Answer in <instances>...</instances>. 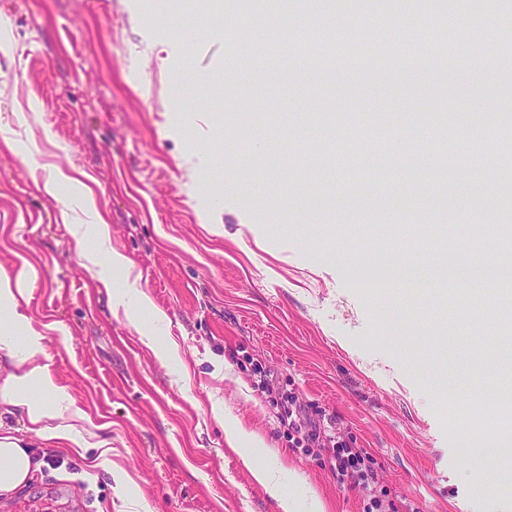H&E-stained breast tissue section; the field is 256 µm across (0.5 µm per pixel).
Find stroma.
<instances>
[{
    "instance_id": "obj_1",
    "label": "stroma",
    "mask_w": 512,
    "mask_h": 512,
    "mask_svg": "<svg viewBox=\"0 0 512 512\" xmlns=\"http://www.w3.org/2000/svg\"><path fill=\"white\" fill-rule=\"evenodd\" d=\"M171 10L170 20L156 0H0V134L14 142L0 141V267L37 270L26 310L46 330L41 360L68 387L89 442L48 449L49 465L0 497V512H279L229 445L228 417L277 451L298 499L313 492L324 512H362L322 460L289 448L239 355L337 413L397 512H512V461L479 462L457 442L466 425L512 427L485 399L512 357L490 354L483 320L449 318L428 276L374 274L431 248L412 229L436 211H512V185L494 177L501 147L484 137L474 174L460 151L439 195L422 179L434 161L377 147L363 126L380 110L420 128L439 111L499 119L508 88L495 41L443 72L427 14L420 47L404 48L422 55L423 73L376 83L361 58L321 83L230 82L223 25ZM308 110L331 115L332 152L301 138ZM257 178L263 196L228 189ZM86 188L112 228L87 249L129 257L152 299L137 323L113 310L123 271L87 270L59 218ZM403 189L417 206L393 212ZM171 341L174 363L158 354ZM99 455L109 468L91 469ZM489 480L498 495L482 493Z\"/></svg>"
}]
</instances>
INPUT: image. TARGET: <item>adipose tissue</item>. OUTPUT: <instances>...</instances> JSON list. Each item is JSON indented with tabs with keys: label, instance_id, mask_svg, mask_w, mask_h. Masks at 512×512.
Here are the masks:
<instances>
[{
	"label": "adipose tissue",
	"instance_id": "obj_1",
	"mask_svg": "<svg viewBox=\"0 0 512 512\" xmlns=\"http://www.w3.org/2000/svg\"><path fill=\"white\" fill-rule=\"evenodd\" d=\"M35 277L34 268L26 262L15 272L0 271V356L13 367L0 381V407L21 414L28 431L49 446L83 448L87 442L73 426L80 413L75 410L67 387L58 384L48 365L41 361L44 336L23 310L29 284ZM224 431L228 443L239 449L244 463L251 465L254 479L276 500L280 512H323L316 495H309L303 504L287 491L292 474L283 465H254L253 449L259 446V439H248L243 429L229 421L225 422ZM43 464L42 457L18 438L0 436V497L22 490Z\"/></svg>",
	"mask_w": 512,
	"mask_h": 512
}]
</instances>
